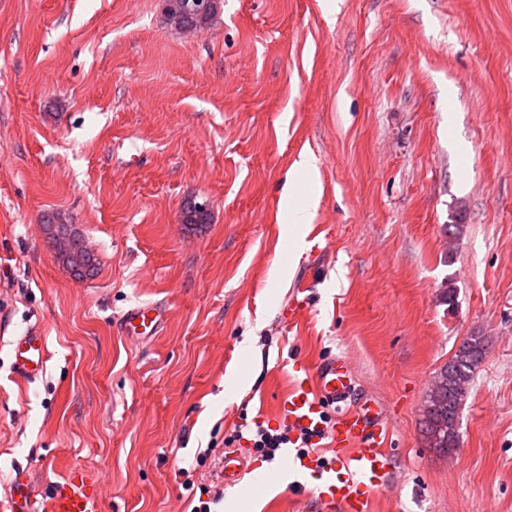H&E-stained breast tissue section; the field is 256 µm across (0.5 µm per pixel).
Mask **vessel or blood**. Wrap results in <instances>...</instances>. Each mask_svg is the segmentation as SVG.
I'll return each instance as SVG.
<instances>
[{"label":"vessel or blood","mask_w":512,"mask_h":512,"mask_svg":"<svg viewBox=\"0 0 512 512\" xmlns=\"http://www.w3.org/2000/svg\"><path fill=\"white\" fill-rule=\"evenodd\" d=\"M163 308L154 303L138 304L120 318L124 335L151 337L164 321ZM12 372L23 383L38 379L47 361L45 338L32 327L15 338L11 347ZM355 381L344 358L332 357L306 369L283 404L290 428L320 431L325 426L326 407L338 406L340 413L330 426L340 453L342 470L333 473L331 464L314 454L294 453L285 460L289 469L320 473L326 477L321 502L326 512H370L369 493L384 483L391 460L384 448L387 433L376 411L368 407L348 408ZM245 471L243 457L229 451L224 455V484H239ZM25 512H102L101 497L93 476L82 470L70 471L53 482L42 499L28 500Z\"/></svg>","instance_id":"obj_1"}]
</instances>
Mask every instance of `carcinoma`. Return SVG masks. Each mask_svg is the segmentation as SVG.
<instances>
[{"mask_svg": "<svg viewBox=\"0 0 512 512\" xmlns=\"http://www.w3.org/2000/svg\"><path fill=\"white\" fill-rule=\"evenodd\" d=\"M205 12L194 10L189 0H164V16L178 29L197 30L208 25L219 9L220 0H209ZM184 223L206 224L208 212L197 203L184 209ZM488 352L486 337L470 335L463 338L454 355L436 376L428 394L429 407L423 409L422 432L424 437L434 433V421L442 420L450 425L460 424L463 403L477 368Z\"/></svg>", "mask_w": 512, "mask_h": 512, "instance_id": "1", "label": "carcinoma"}]
</instances>
